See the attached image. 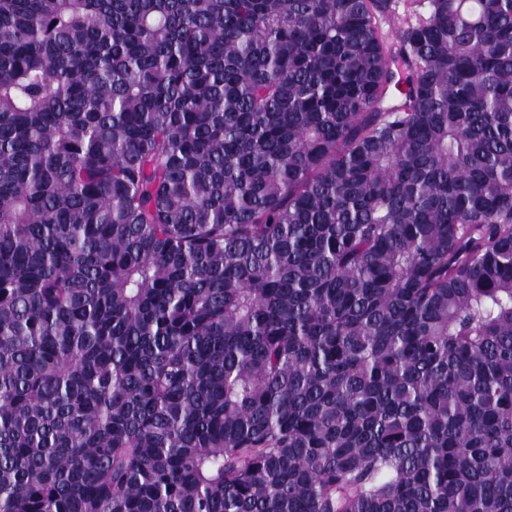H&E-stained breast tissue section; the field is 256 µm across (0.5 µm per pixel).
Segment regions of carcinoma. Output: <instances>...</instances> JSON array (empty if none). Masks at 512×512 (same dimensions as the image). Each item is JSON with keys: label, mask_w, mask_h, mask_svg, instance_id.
<instances>
[{"label": "carcinoma", "mask_w": 512, "mask_h": 512, "mask_svg": "<svg viewBox=\"0 0 512 512\" xmlns=\"http://www.w3.org/2000/svg\"><path fill=\"white\" fill-rule=\"evenodd\" d=\"M0 0V512H512V0ZM395 1L394 17L390 21H386L382 26V31L388 42L396 40L399 29L403 26L404 22L410 17L414 18L410 3L413 0H393Z\"/></svg>", "instance_id": "carcinoma-1"}]
</instances>
